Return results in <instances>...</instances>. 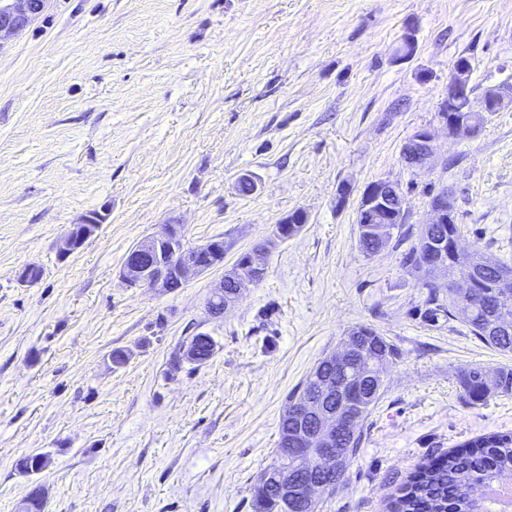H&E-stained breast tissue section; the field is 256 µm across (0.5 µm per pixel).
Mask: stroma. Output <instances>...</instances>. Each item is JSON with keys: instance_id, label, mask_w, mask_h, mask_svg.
Segmentation results:
<instances>
[{"instance_id": "obj_1", "label": "stroma", "mask_w": 512, "mask_h": 512, "mask_svg": "<svg viewBox=\"0 0 512 512\" xmlns=\"http://www.w3.org/2000/svg\"><path fill=\"white\" fill-rule=\"evenodd\" d=\"M462 55L475 96L512 85V0H50L1 47L0 512L32 486L44 512H253L288 394L358 325L399 356L321 512H388L418 464L512 432L511 397L472 406L457 385L512 353L424 321L400 250L358 247L359 194L388 179L407 226L428 221V187L448 188L461 246L512 264V107L473 139L438 121ZM422 128L439 162L416 171L402 149ZM100 210L96 236L60 257L70 224ZM297 210L304 228L274 240ZM163 224L192 245L223 236V267L167 293L127 288L128 251ZM260 243L263 281L211 316L225 268ZM30 264L42 278L26 287ZM199 332L215 355L168 374ZM33 453L50 464L27 477L16 464Z\"/></svg>"}]
</instances>
